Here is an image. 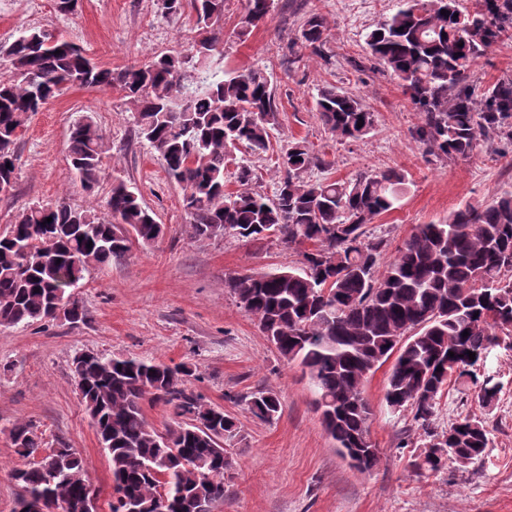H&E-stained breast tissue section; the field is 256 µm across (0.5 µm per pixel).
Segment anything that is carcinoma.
I'll use <instances>...</instances> for the list:
<instances>
[{
	"instance_id": "cac0c4a2",
	"label": "carcinoma",
	"mask_w": 512,
	"mask_h": 512,
	"mask_svg": "<svg viewBox=\"0 0 512 512\" xmlns=\"http://www.w3.org/2000/svg\"><path fill=\"white\" fill-rule=\"evenodd\" d=\"M249 2L234 29L240 42L272 11L268 0ZM187 7L203 37L201 48L192 42L187 54H163L117 71L94 65L80 47L51 39L43 28L0 44V182L15 183L17 147L31 114L76 84L120 90L136 106L135 135L183 187L194 237L259 242L273 236L304 247L300 266L231 276L224 287L278 354L308 373L323 428L340 453L369 448L359 471L376 466L364 385L391 359L386 405L410 413L426 438L410 467L436 474L449 463L481 461L490 444L484 420L469 414L439 431L434 417L453 379L472 385L485 408L499 399L494 376L477 369L485 367L493 348L512 340V192L416 225L381 268L387 240L366 227L394 208L406 182L401 170L306 181L307 170L330 163L295 138L278 156L280 178L272 196L252 188L255 172L247 164L238 167L240 188L225 191L226 147L267 151L277 106L262 69L218 66L224 0H161L166 13ZM328 37L325 18L309 16L302 45L326 61ZM505 37H512V0H480L474 12L461 10L459 0H396L394 12L366 34V44L409 94L419 114L413 136L433 154L450 158L470 156L482 136L512 142V78L479 95L468 84L476 59ZM317 112L325 129L342 139H359L374 126V113L360 98L333 86L319 90ZM102 154L98 126L76 122L68 156L89 190L100 180ZM104 208L105 216L94 205L31 207L0 233V325L56 320L61 307L69 322L84 320L87 312L74 289L86 274L123 260L134 244H150L163 232L123 181L112 184ZM115 212L123 223L112 222ZM73 365L81 402L111 462L112 512H125L127 499L137 512H154L162 491L171 512H200V500L224 499V473L233 458L223 443L237 425L223 408L188 389L190 367L94 353L76 356ZM147 399L171 409L161 431L144 415ZM246 403L263 421L281 410L270 391H255ZM9 435L25 460L13 472L19 500L82 498L88 480L75 449L63 441L43 447L27 423L13 424Z\"/></svg>"
}]
</instances>
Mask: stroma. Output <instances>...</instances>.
<instances>
[{
    "instance_id": "obj_1",
    "label": "stroma",
    "mask_w": 512,
    "mask_h": 512,
    "mask_svg": "<svg viewBox=\"0 0 512 512\" xmlns=\"http://www.w3.org/2000/svg\"><path fill=\"white\" fill-rule=\"evenodd\" d=\"M394 5L395 0H276L266 21L240 42L233 30L242 2L225 0L221 62L227 70L263 68L278 106L269 150L234 151L225 171L227 190H238L237 162L244 159L258 177L257 190L273 194L277 154L294 138L331 163L308 170L309 180L402 170L404 194L368 226L370 233L386 237L389 257L416 225L512 191V150L502 144L483 139L470 157L448 160L429 155L413 137L417 112L399 81L376 70L366 44L367 32ZM313 13L330 25L331 61L307 54L301 43L302 26ZM29 27L56 31L112 70L184 51L194 36L189 13H163L158 0H80L71 14L59 13L55 0H0V43ZM506 75L512 76V39L487 48L474 67V79L484 89ZM326 86L361 98L374 113L367 135L340 139L323 127L316 98ZM134 111L115 89L64 90L31 117L18 148L14 188L0 195L1 231L33 206L104 203L113 182L121 180L137 188L163 226L155 243L133 246L123 261L91 271L76 292L86 320L0 331V512L18 507L20 487L12 472L23 461L9 437L17 421L31 422L45 447L62 440L75 448L97 491L98 512H111V463L73 379V360L83 352L188 365L194 371L190 388L236 417L237 433L224 442L234 464L214 512H512V345L501 343L488 361L501 385L493 407H481L452 385L438 400L437 429L468 414L484 418L490 446L482 462L466 468L451 464L434 475L414 472L409 462L424 436L410 415L388 409L390 367L384 364L364 386L379 463L372 471H358L324 431L303 368L279 356L224 286L230 276L297 266L298 249L273 239L194 238L182 186L169 179L148 143L133 136ZM80 119L93 121L105 142L102 178L91 190L75 177L68 157L70 128ZM259 389L281 401L273 421L259 420L247 409L246 396Z\"/></svg>"
}]
</instances>
